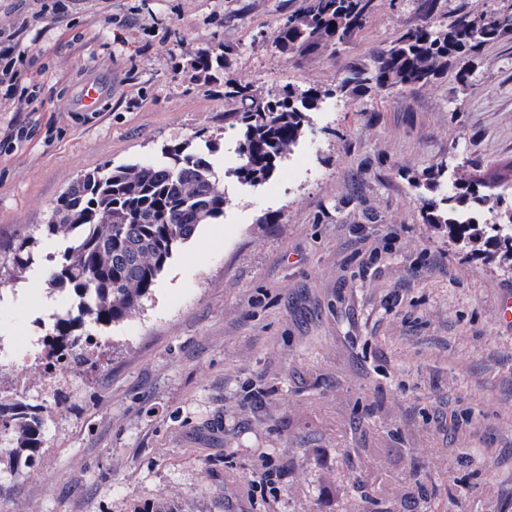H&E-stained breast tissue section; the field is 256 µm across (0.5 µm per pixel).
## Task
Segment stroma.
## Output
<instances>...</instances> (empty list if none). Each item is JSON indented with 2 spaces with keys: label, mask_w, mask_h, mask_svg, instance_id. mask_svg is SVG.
Wrapping results in <instances>:
<instances>
[{
  "label": "stroma",
  "mask_w": 512,
  "mask_h": 512,
  "mask_svg": "<svg viewBox=\"0 0 512 512\" xmlns=\"http://www.w3.org/2000/svg\"><path fill=\"white\" fill-rule=\"evenodd\" d=\"M0 0L37 59V98L0 85V254L105 164L148 163L216 136L224 219L179 248L151 300L113 326L103 369L50 413L34 471L0 456V512H512V259L426 223L424 176L512 161V40L460 83L352 98L351 62L420 23L421 0H374L337 50L283 53L272 33L302 0ZM226 53L215 77L198 56ZM321 90L263 184H240L236 104ZM94 86L97 105L85 103ZM279 223L266 224L268 213ZM364 225L366 239L354 225ZM398 240L384 252V234ZM0 284V336L26 345L63 311L44 269ZM430 265L413 268L422 253Z\"/></svg>",
  "instance_id": "1"
}]
</instances>
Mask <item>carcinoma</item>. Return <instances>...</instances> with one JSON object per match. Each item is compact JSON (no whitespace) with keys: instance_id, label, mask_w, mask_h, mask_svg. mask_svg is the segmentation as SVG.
<instances>
[{"instance_id":"obj_1","label":"carcinoma","mask_w":512,"mask_h":512,"mask_svg":"<svg viewBox=\"0 0 512 512\" xmlns=\"http://www.w3.org/2000/svg\"><path fill=\"white\" fill-rule=\"evenodd\" d=\"M423 8L422 23L401 31L371 63L347 66L336 93L424 86L452 63L461 64L457 76L465 82L470 76L465 64L477 59L486 45L512 40V7L461 11L444 27L432 21L437 0H423ZM373 9L374 0H303L281 20L275 41L285 52L306 55L335 49L363 29ZM224 63L225 55L206 54L193 68L209 78ZM224 97L236 103L224 119L239 125L241 133L235 176L257 186L274 175L300 138L319 91L288 88L261 98L250 84L227 79ZM217 150L213 135L200 130L162 148L160 162L107 164L87 173L57 198L39 236L13 243L6 263L0 262V280L5 272L15 280L35 263L38 237L64 245L45 274L50 290L69 295L71 308L56 319L49 346H65L87 335L89 325L110 328L135 317L174 253L202 225L224 219L227 199L211 161ZM424 209L426 223L449 225L457 241L471 238L475 227L462 216L487 212L493 219L489 243L512 253V162L482 176L461 175L448 196L425 200ZM43 409L33 403L20 412L0 397V441L28 468L46 442Z\"/></svg>"}]
</instances>
